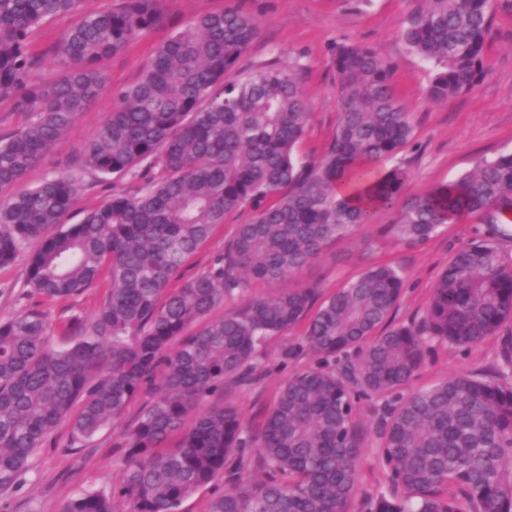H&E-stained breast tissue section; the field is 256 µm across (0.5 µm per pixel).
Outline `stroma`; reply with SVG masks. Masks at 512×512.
<instances>
[{
	"instance_id": "35a3bbf8",
	"label": "stroma",
	"mask_w": 512,
	"mask_h": 512,
	"mask_svg": "<svg viewBox=\"0 0 512 512\" xmlns=\"http://www.w3.org/2000/svg\"><path fill=\"white\" fill-rule=\"evenodd\" d=\"M165 4L164 23L105 61V90L77 115L67 132L27 174L24 187H35L48 177L74 170L82 160L85 145L115 106V92L138 80L145 64L173 30L185 28L201 14L234 9L251 14L260 28L258 38L240 61L241 70L293 66L301 69V83L311 112L299 146L302 161H314L335 131L339 101L332 54L337 44L347 42L371 46L391 65L396 95L413 118V142L395 162L381 164L385 170L394 163L408 170L403 197L423 194L439 183L474 170L482 159L512 151V0H498L495 7L485 39L483 79L470 93L445 101L429 99L428 68L408 52L398 37V26L409 9L407 0H165ZM79 20L76 14L56 17L34 32L32 48L43 56L41 78L55 76L57 67L48 49ZM83 183L65 223H79L87 211L109 198L113 188L132 193L138 187L137 180L128 176L113 175L102 181L91 172L84 174ZM397 214L394 207L377 212L370 224L326 244L315 261L284 283L262 286V293L314 288L323 299L355 279L365 265L388 263L398 268L405 279L393 323L420 324L427 315L433 289L454 253L470 241L487 238L491 227L477 217H466L442 226L422 245L409 248L380 232L381 226L393 223ZM250 217L247 207L228 215L186 259L171 280V287H181L223 254L238 225ZM106 288V283H99L70 301L35 294L27 284L26 261L20 258L0 267V322L30 309L44 312L50 320L45 340L58 349L68 341L64 322L75 316L91 318L103 301ZM303 332V327L298 326L266 338L259 348L260 375L255 383L240 385L225 380L224 393L217 401L235 407L249 431L259 430L284 383L314 364L313 353L304 346ZM511 340L509 325L496 336L470 347L437 345L409 388L414 391L461 373L494 379L503 367ZM153 396L152 385H145L123 422L100 431L80 446L71 445L70 427L61 423L30 458L19 486L0 490V512H61L70 499L80 494L108 492L119 486L126 426ZM378 416V403H359L356 422L363 457L348 512H368L372 499L390 490L388 474L376 456L374 425Z\"/></svg>"
}]
</instances>
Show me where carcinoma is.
<instances>
[{
    "instance_id": "cac0c4a2",
    "label": "carcinoma",
    "mask_w": 512,
    "mask_h": 512,
    "mask_svg": "<svg viewBox=\"0 0 512 512\" xmlns=\"http://www.w3.org/2000/svg\"><path fill=\"white\" fill-rule=\"evenodd\" d=\"M83 2L0 0V100L22 118L0 140V267L37 242L27 285L39 294L67 300L103 272L110 278L97 312L69 324L62 349L46 345L41 312L0 323V489L18 484L61 422L75 446L121 420L163 363L154 398L125 431L121 486L81 494L62 512H177L235 454L265 478L237 476L208 512H346L363 456L357 405L376 399L377 458L401 496L379 495L371 512H512V375H452L407 391L436 345L472 346L512 323V257L494 239L455 253L418 326L392 324L405 282L390 264L366 267L319 305L312 288L258 291L393 206L408 172L395 166L375 176L361 166L397 157L414 135L389 65L365 44L336 45L339 121L319 158L301 163L310 112L300 68L241 76L258 23L237 10L204 14L115 92L119 104L84 148V166L101 179H143L137 193L116 191L65 224L82 170L20 184L104 90L103 62L163 17L162 0H120L84 15L50 47L59 74L46 82L31 34L49 18L82 12ZM495 2L410 0L399 35L431 66V99L466 94L484 76ZM142 166L159 177L145 178ZM350 181L364 185L356 200L337 192ZM246 206L251 218L224 254L170 290L186 257ZM464 215L509 234L512 152L407 200L382 232L415 246ZM234 299L241 304L205 321ZM301 324L319 360L285 383L260 435L236 408L206 405L224 393V380L257 379L265 337Z\"/></svg>"
}]
</instances>
